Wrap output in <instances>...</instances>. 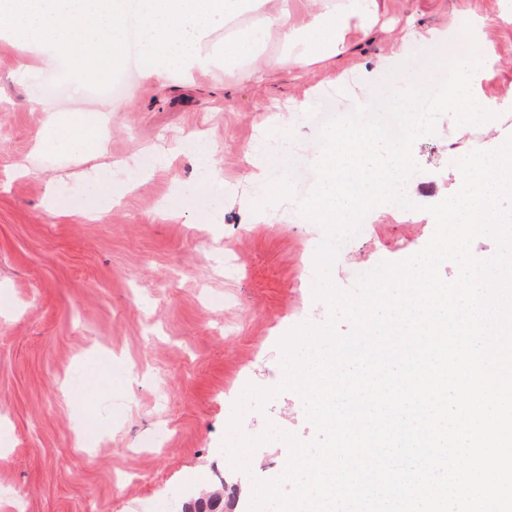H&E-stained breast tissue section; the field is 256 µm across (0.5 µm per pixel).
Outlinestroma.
I'll return each instance as SVG.
<instances>
[{
  "label": "stroma",
  "instance_id": "1",
  "mask_svg": "<svg viewBox=\"0 0 512 512\" xmlns=\"http://www.w3.org/2000/svg\"><path fill=\"white\" fill-rule=\"evenodd\" d=\"M464 17L485 21L482 39L494 55L471 90L497 111L478 126L442 116L415 141L421 173L409 188L437 203L460 187L456 160L512 135V100L502 98L512 85V0H386L383 28L349 34L335 69L302 76L228 82L219 59L189 77L174 67L158 78L131 62L119 96L86 94V80L61 63L16 79L33 54L0 29V292L13 298L0 310V512H177L213 490L224 512H249L255 481L278 477L289 451L273 440L251 454L248 470L235 468L224 446L235 406L247 386L280 383V340L322 324L328 309L314 296L322 228L290 209L257 208L241 148L287 136L285 152L258 158L268 179L285 174L316 139L295 103L318 110L332 90L340 115L349 114L360 98H377L407 29ZM52 79L66 93L47 96ZM50 111L108 122L84 153L38 154ZM192 137L212 148L223 194L203 183L185 150ZM158 149L170 156L162 167ZM105 163L114 197L107 210L94 192ZM434 230L423 210L372 217L331 279L351 287L356 269L406 259ZM92 366L106 367L105 376H88ZM106 400L112 426L90 435ZM240 417L247 438L270 427L302 441L315 435L292 391ZM162 426L168 438L158 446Z\"/></svg>",
  "mask_w": 512,
  "mask_h": 512
}]
</instances>
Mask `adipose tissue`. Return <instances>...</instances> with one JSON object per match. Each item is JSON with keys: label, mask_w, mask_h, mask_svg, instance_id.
<instances>
[{"label": "adipose tissue", "mask_w": 512, "mask_h": 512, "mask_svg": "<svg viewBox=\"0 0 512 512\" xmlns=\"http://www.w3.org/2000/svg\"><path fill=\"white\" fill-rule=\"evenodd\" d=\"M381 0H0V25L31 49L47 52L69 72L102 81L123 66L130 13H138L139 60L155 76L172 67L203 71L213 64L215 34L224 42V70L304 72L328 67L347 49L351 25L369 33ZM91 124L81 114H48L36 148L81 153Z\"/></svg>", "instance_id": "obj_1"}]
</instances>
